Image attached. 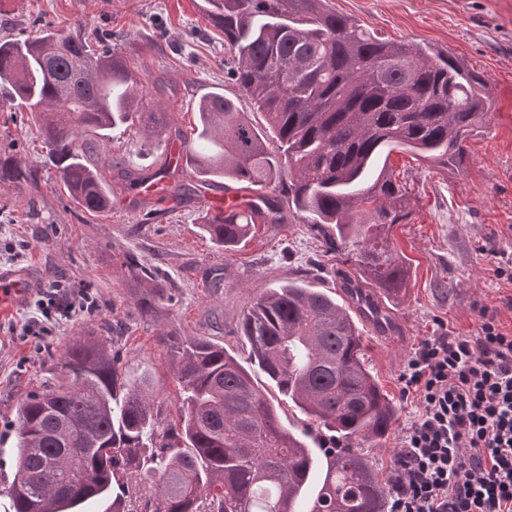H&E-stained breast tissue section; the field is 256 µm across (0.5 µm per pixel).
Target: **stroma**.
<instances>
[{
	"instance_id": "obj_1",
	"label": "stroma",
	"mask_w": 512,
	"mask_h": 512,
	"mask_svg": "<svg viewBox=\"0 0 512 512\" xmlns=\"http://www.w3.org/2000/svg\"><path fill=\"white\" fill-rule=\"evenodd\" d=\"M326 6L376 36L460 60L481 77L492 101L483 127L464 142L459 167L405 151L391 153L386 163L407 189L409 216L395 225L392 241L412 274L400 299L381 300L385 327L364 320L360 330L367 365L398 408L388 433L364 446L387 479L416 412L402 397L399 377L418 341L446 331L470 335L484 313L512 328V282L497 274L512 258V0H327ZM45 23L92 39L111 36L112 51L139 77L140 105L168 112L170 124L149 139L116 131L92 141L91 160L112 190V209L90 214L61 190L29 113L0 110V149L34 171L38 185L31 194L0 187V272L17 270L32 282L23 299L0 313V478L8 479L15 472L16 406L38 389L50 355L72 338L107 321L118 325L112 348L128 378L151 382L164 423L177 416L181 390L162 334L209 336L244 361L241 313L264 289L296 281L348 307L343 285L358 277L346 251L296 222L261 224L235 250L218 248L202 234L200 218L224 187L201 183L192 169L173 172L169 182L180 190L162 203L123 180V173L161 167L171 145L190 135L196 101L206 92L237 99L256 125L264 123L227 73L223 33L194 0H0V37H26ZM130 255L159 268L173 291L172 304L155 316L142 315L137 305L142 290L128 271ZM81 281L98 295L95 315L62 321L39 343L10 334L41 292ZM255 378L279 403L284 425L325 458L333 445L329 435L309 430L263 373Z\"/></svg>"
}]
</instances>
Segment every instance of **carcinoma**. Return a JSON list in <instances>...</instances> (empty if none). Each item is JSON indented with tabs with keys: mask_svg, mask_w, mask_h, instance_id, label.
Returning <instances> with one entry per match:
<instances>
[{
	"mask_svg": "<svg viewBox=\"0 0 512 512\" xmlns=\"http://www.w3.org/2000/svg\"><path fill=\"white\" fill-rule=\"evenodd\" d=\"M325 2L207 0L235 83L266 130L221 92L200 99L193 136L205 146H186L187 161L212 184L260 193L220 215L206 209L202 230L231 249L255 225L292 218L339 243L360 278L398 295L410 267L391 232L408 212L402 187L375 165L396 150L456 163L491 100L455 58L376 38ZM128 75L110 48L50 27L0 40L3 98L30 113L60 187L88 213L110 211L112 191L86 136L150 138L168 125L167 113L139 109ZM171 165L168 157L149 175L122 177L131 188L160 184ZM7 182L20 192L37 185L0 153ZM129 266L151 314L164 299L156 272L134 258ZM239 329L249 362L343 444L309 505L312 453L236 355L207 339L160 337L183 391L178 417L162 427L151 384L128 380L112 347L89 332L53 356L57 379L18 403L4 512H84L100 502L105 512H384L388 484L360 443L386 434L396 406L365 364L352 317L327 294L288 282L255 297Z\"/></svg>",
	"mask_w": 512,
	"mask_h": 512,
	"instance_id": "carcinoma-1",
	"label": "carcinoma"
}]
</instances>
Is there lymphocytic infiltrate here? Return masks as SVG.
Here are the masks:
<instances>
[{
	"mask_svg": "<svg viewBox=\"0 0 512 512\" xmlns=\"http://www.w3.org/2000/svg\"><path fill=\"white\" fill-rule=\"evenodd\" d=\"M100 309L90 285L52 289L19 328L44 339L57 314ZM417 411L395 454L387 512H512V331L421 339L400 375Z\"/></svg>",
	"mask_w": 512,
	"mask_h": 512,
	"instance_id": "f902f5d3",
	"label": "lymphocytic infiltrate"
}]
</instances>
